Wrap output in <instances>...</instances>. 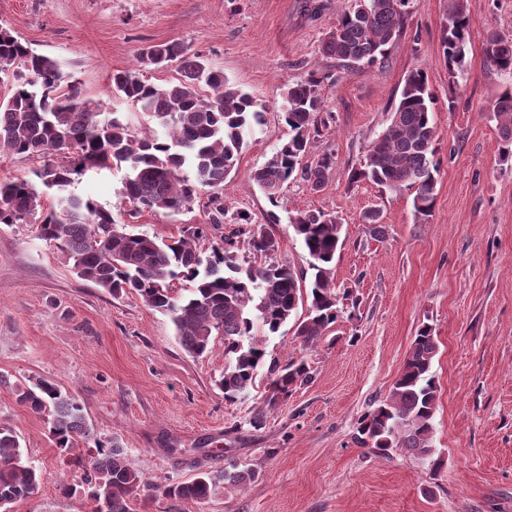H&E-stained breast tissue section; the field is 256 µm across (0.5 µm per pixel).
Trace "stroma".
Segmentation results:
<instances>
[{
  "label": "stroma",
  "mask_w": 512,
  "mask_h": 512,
  "mask_svg": "<svg viewBox=\"0 0 512 512\" xmlns=\"http://www.w3.org/2000/svg\"><path fill=\"white\" fill-rule=\"evenodd\" d=\"M467 8V66L453 78L441 47L448 0H410L386 61L343 75L320 53L340 0H0V28L55 58L85 97L133 130L146 122L113 92L112 75L135 67L138 49L164 42L201 52L263 103V124L224 183V204L270 234L272 261L290 263L308 282L314 272L289 218L299 209L336 214L332 279L349 295L317 347L301 349L290 324L263 339L279 363L305 360L311 384L268 409L261 371L230 403L216 386L222 338L210 353L190 355L169 315L80 279L33 225L0 224V426L17 433L45 476L12 512H90L83 494L64 491L79 474L60 457L45 418L17 401V390L37 379L74 396L94 431L117 438L142 470L147 487L135 512H169L159 487L232 461L257 469L258 479L237 491L217 487L204 505L183 502L178 512H512V160L502 158L491 113L512 76L493 72L487 54L491 33L512 35V0H468ZM416 69L434 97L441 160L423 223L412 192L348 179ZM304 71L326 79L324 121L306 161L330 151L336 167L317 192L288 181L273 205L248 175L287 140L279 106ZM123 182V171L102 169L69 190L111 208ZM372 209L383 234L364 221ZM206 221L193 206L146 212L133 225L167 238ZM425 324L438 338L437 469L405 450L381 459L353 442ZM259 411L265 423L257 430L250 420Z\"/></svg>",
  "instance_id": "obj_1"
}]
</instances>
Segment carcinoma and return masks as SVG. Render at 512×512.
Listing matches in <instances>:
<instances>
[{
  "label": "carcinoma",
  "instance_id": "cac0c4a2",
  "mask_svg": "<svg viewBox=\"0 0 512 512\" xmlns=\"http://www.w3.org/2000/svg\"><path fill=\"white\" fill-rule=\"evenodd\" d=\"M408 4L409 0H346L336 25L325 35L321 54L347 71L352 65L361 68L383 61L400 35ZM470 40L466 0H448L442 51L450 75L464 70ZM488 53L494 70L512 73L511 37L491 36ZM137 64L136 69L112 74L113 91L162 128L161 135L155 130L138 134L117 116L102 117L101 105L83 97L78 83L55 59L0 29V73L13 76L11 95L0 101V158L43 161L34 180L24 175L0 180V224L34 223L37 237L67 253L80 278L113 296H138L148 307L169 314L188 353L203 355L215 337H224L226 364L218 381L224 400L235 402L245 395L264 367L272 407L310 383L312 373L303 360L284 366L267 360L254 325L275 335L308 298V312L297 320L295 338L304 347H314L326 335L340 316L331 264L342 224L333 213L295 211L292 223L315 270L307 290L293 266L266 261L272 240L266 233L248 231L249 250L262 262L244 268L230 241L202 258V225L160 241L118 223L112 210L94 199L69 193L75 175L123 167L120 207L129 216L178 212L204 194L209 223H224V182L238 170L244 135L262 123V110L203 54L179 42L141 50ZM172 64L179 73L175 80L158 84L147 78V72ZM324 80L310 72L288 85L280 105L290 130L288 140L270 161L250 171V180L273 204L290 178L298 175L316 191L335 167L331 153L313 165L302 164L311 132L318 131L324 112ZM432 104L425 72H409L390 124L349 173L352 182L368 180L390 191L412 192L420 223L431 215L439 171ZM491 112L504 143L502 155L512 158V90L497 97ZM47 189L57 192L56 202L49 206L44 201ZM180 280L190 283L185 295L174 294L172 283ZM436 353L432 327L425 325L414 337L386 400L361 419L358 444L382 459L405 448L440 466L433 444ZM18 401L47 417L55 447L81 471L80 487L91 512H134L133 501L145 489L141 471L118 442L95 434L75 397L37 380L18 394ZM258 476L254 468L232 464L219 474L202 472L158 492L175 506L204 504L218 484L232 490ZM43 482L44 473L27 461L16 433L0 427V507L32 496Z\"/></svg>",
  "mask_w": 512,
  "mask_h": 512
}]
</instances>
